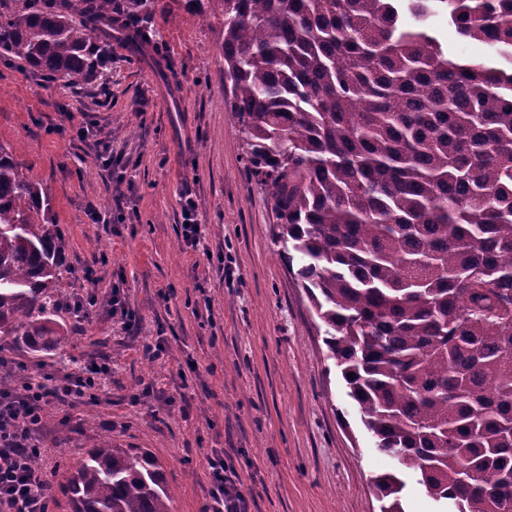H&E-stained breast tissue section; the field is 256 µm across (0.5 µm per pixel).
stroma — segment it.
<instances>
[{
	"label": "stroma",
	"instance_id": "35a3bbf8",
	"mask_svg": "<svg viewBox=\"0 0 512 512\" xmlns=\"http://www.w3.org/2000/svg\"><path fill=\"white\" fill-rule=\"evenodd\" d=\"M150 26L173 74L116 48L104 90L49 84L0 60V146L47 192L62 257L55 286L96 298L83 321L59 312L67 339L51 355L3 336L0 355L32 372L112 358L99 402L50 406L38 464L60 482L107 436L158 459L172 512H201L216 453L249 512H379L373 480L399 465L374 449L325 327L280 257L276 213L225 102L221 21L160 0ZM187 196L194 249L181 236ZM113 295L122 313H110ZM156 341L151 361L142 345Z\"/></svg>",
	"mask_w": 512,
	"mask_h": 512
}]
</instances>
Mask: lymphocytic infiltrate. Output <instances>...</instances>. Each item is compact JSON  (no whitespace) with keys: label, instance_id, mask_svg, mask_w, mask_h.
Listing matches in <instances>:
<instances>
[{"label":"lymphocytic infiltrate","instance_id":"obj_1","mask_svg":"<svg viewBox=\"0 0 512 512\" xmlns=\"http://www.w3.org/2000/svg\"><path fill=\"white\" fill-rule=\"evenodd\" d=\"M111 376L112 364L105 361L66 373L43 372L0 390V512H54L51 481L35 463L45 413L56 402L98 400ZM207 469L211 490L204 512H246L223 457L208 458Z\"/></svg>","mask_w":512,"mask_h":512}]
</instances>
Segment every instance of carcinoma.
Returning <instances> with one entry per match:
<instances>
[{"label":"carcinoma","instance_id":"cac0c4a2","mask_svg":"<svg viewBox=\"0 0 512 512\" xmlns=\"http://www.w3.org/2000/svg\"><path fill=\"white\" fill-rule=\"evenodd\" d=\"M180 2L222 17L246 167L374 447L450 512H512V0ZM157 3L29 0L0 58L83 85L120 35L158 51ZM440 18L488 55L448 54ZM48 211L0 145V336L34 354L65 339ZM60 487L72 512H171L158 461L107 439ZM373 487L405 512L399 475Z\"/></svg>","mask_w":512,"mask_h":512}]
</instances>
